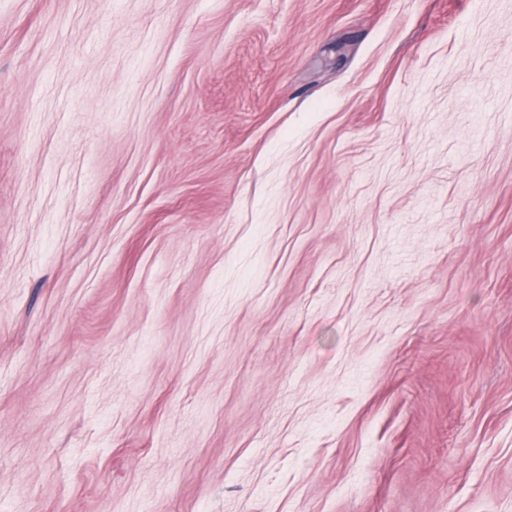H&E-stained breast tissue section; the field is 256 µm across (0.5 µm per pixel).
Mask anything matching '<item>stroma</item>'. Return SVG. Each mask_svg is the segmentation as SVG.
<instances>
[{
  "instance_id": "stroma-1",
  "label": "stroma",
  "mask_w": 512,
  "mask_h": 512,
  "mask_svg": "<svg viewBox=\"0 0 512 512\" xmlns=\"http://www.w3.org/2000/svg\"><path fill=\"white\" fill-rule=\"evenodd\" d=\"M0 512H512V0H0Z\"/></svg>"
}]
</instances>
